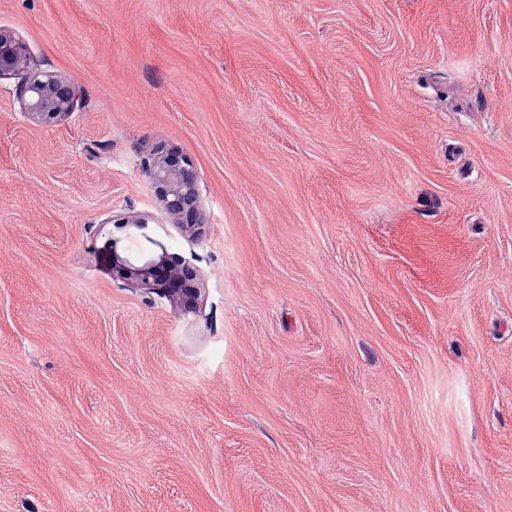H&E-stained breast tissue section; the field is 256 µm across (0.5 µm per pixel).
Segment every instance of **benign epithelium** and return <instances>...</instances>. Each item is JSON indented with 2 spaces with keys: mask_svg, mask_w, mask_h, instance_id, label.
Instances as JSON below:
<instances>
[{
  "mask_svg": "<svg viewBox=\"0 0 512 512\" xmlns=\"http://www.w3.org/2000/svg\"><path fill=\"white\" fill-rule=\"evenodd\" d=\"M25 65L24 46L13 36L0 32V79L15 75ZM18 94L25 110L52 123L71 114L82 106V93L74 84L54 76L25 79L18 87ZM152 187L167 213L176 223L192 229L199 223L200 201L196 190V174L190 160L177 152L160 157L149 169ZM115 275L143 284L162 286L165 294H181L187 301L194 300L195 293L186 289V281L192 276L188 268L177 274L165 261L149 260L140 266L117 264Z\"/></svg>",
  "mask_w": 512,
  "mask_h": 512,
  "instance_id": "obj_1",
  "label": "benign epithelium"
}]
</instances>
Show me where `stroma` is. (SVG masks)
<instances>
[{"label":"stroma","mask_w":512,"mask_h":512,"mask_svg":"<svg viewBox=\"0 0 512 512\" xmlns=\"http://www.w3.org/2000/svg\"><path fill=\"white\" fill-rule=\"evenodd\" d=\"M0 31V512H512V0H0ZM34 75L83 108L41 123ZM24 46L10 34L0 32V79L21 72L25 65ZM25 110L52 123L82 106V93L74 84L54 76L29 77L18 87ZM149 176L156 195L177 224L189 230L199 224L196 174L186 156L167 153L153 163ZM115 275L123 279H132L143 284L153 282L156 285L163 286L159 288L164 294L180 293L186 300L192 303L195 293L193 290H182L186 288V281L192 277L193 273L189 268H185L181 274L170 270L164 260H149L141 266H129L126 264H117L113 267Z\"/></svg>","instance_id":"stroma-1"}]
</instances>
